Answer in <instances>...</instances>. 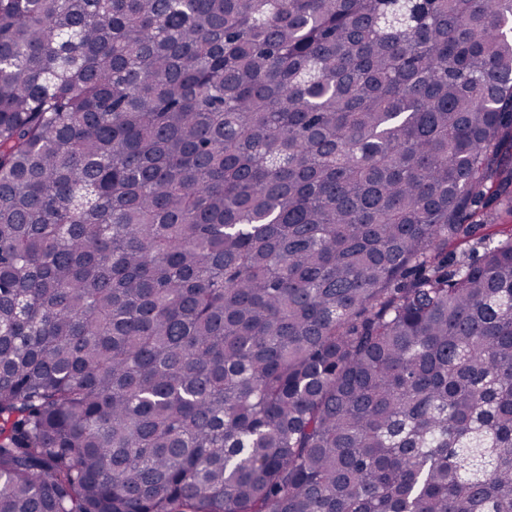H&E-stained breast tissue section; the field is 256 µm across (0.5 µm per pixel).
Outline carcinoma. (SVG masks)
<instances>
[{
  "mask_svg": "<svg viewBox=\"0 0 512 512\" xmlns=\"http://www.w3.org/2000/svg\"><path fill=\"white\" fill-rule=\"evenodd\" d=\"M502 211L512 0H0V512H512Z\"/></svg>",
  "mask_w": 512,
  "mask_h": 512,
  "instance_id": "obj_1",
  "label": "carcinoma"
}]
</instances>
